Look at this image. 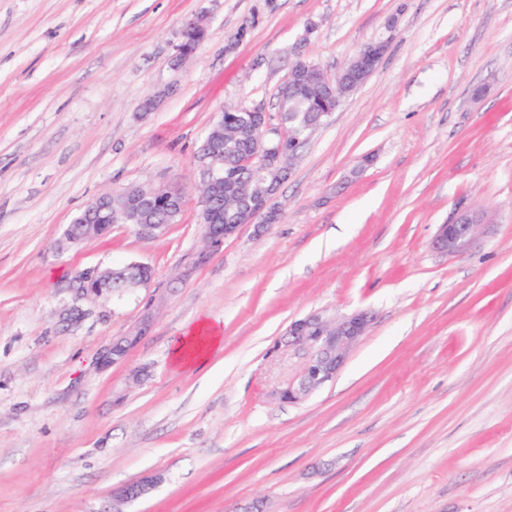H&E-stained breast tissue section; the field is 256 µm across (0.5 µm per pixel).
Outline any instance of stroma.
I'll list each match as a JSON object with an SVG mask.
<instances>
[{"instance_id": "stroma-1", "label": "stroma", "mask_w": 512, "mask_h": 512, "mask_svg": "<svg viewBox=\"0 0 512 512\" xmlns=\"http://www.w3.org/2000/svg\"><path fill=\"white\" fill-rule=\"evenodd\" d=\"M375 41V72L298 149L280 221L206 247L220 113L280 127L297 59L332 77ZM148 184L183 191L163 233L62 245L100 194ZM461 206L486 234L433 251ZM129 261L147 286L69 287ZM359 309L335 379L276 400L305 361L290 323ZM203 316L224 348L177 368ZM146 478L124 512H512V0H0V512H113ZM109 273H111L110 268L101 269L99 266L86 268L84 269L82 282H71L70 288H75L78 296L81 298L100 297L103 292L99 282Z\"/></svg>"}]
</instances>
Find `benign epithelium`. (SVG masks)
Listing matches in <instances>:
<instances>
[{"label": "benign epithelium", "instance_id": "1", "mask_svg": "<svg viewBox=\"0 0 512 512\" xmlns=\"http://www.w3.org/2000/svg\"><path fill=\"white\" fill-rule=\"evenodd\" d=\"M387 51L383 41L371 42L357 51L332 79L327 78L314 63L298 60L293 65L288 81L281 91L302 90L310 95L319 107L318 118L305 112L301 126L310 133L327 120V114L339 107L350 94L357 91L373 74ZM257 117L254 128L238 126L242 136L252 135L255 147L251 187V203L243 205L235 199L225 203V209L234 215V223L218 231L209 223L211 197L218 190L221 168L216 156L205 149L200 155L201 171L199 190L201 192V218L205 226V241L213 247L233 236L245 224L253 223L258 217L264 222L274 223L280 211L274 203L279 187L288 180L292 153H284L275 144L272 133L264 124V110L252 108ZM490 223L486 212L474 209L457 211L446 224L438 225L431 242L434 251L462 256L478 240L482 228ZM114 224H130L143 236H154L163 231L164 225L152 224L144 218L140 193L126 190L118 194L107 193L96 197L92 204L82 211L80 223L69 224L63 239L72 245H79L106 233ZM111 269L99 266L84 269L82 281L71 283L81 298H94L102 295L99 282ZM371 316L366 311H355L346 315H333L316 312L293 321L288 326L290 343L306 351L297 381L278 391L281 400L295 404L306 399L311 393L331 381L345 364L351 351L366 335Z\"/></svg>", "mask_w": 512, "mask_h": 512}]
</instances>
